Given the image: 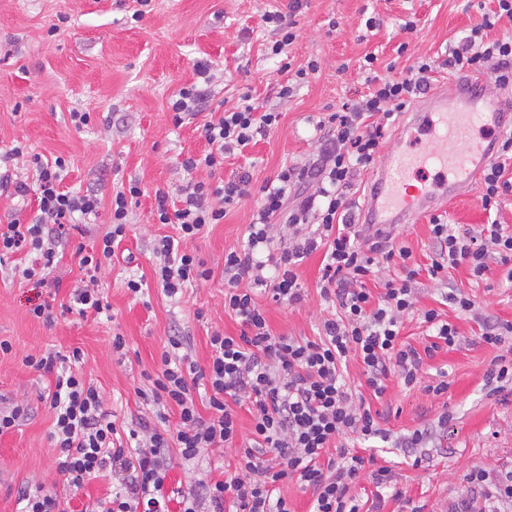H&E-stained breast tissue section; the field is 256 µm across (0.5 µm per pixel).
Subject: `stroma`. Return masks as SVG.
Returning a JSON list of instances; mask_svg holds the SVG:
<instances>
[{"label":"stroma","instance_id":"stroma-1","mask_svg":"<svg viewBox=\"0 0 512 512\" xmlns=\"http://www.w3.org/2000/svg\"><path fill=\"white\" fill-rule=\"evenodd\" d=\"M288 2L150 0L136 20L133 0H0V152L19 145L31 155L62 158L64 187L93 192L103 200L97 215L71 227L59 242L58 263L45 286L11 277V266L30 263L26 253L11 255L8 268L0 270V341L12 346L0 354V404L23 399L30 407L20 426L0 435V512H20V490L37 479L52 485L64 512H83L112 488L110 478L100 477L75 492L56 474L53 417L41 400L52 390L54 378L28 366L27 356L80 350L81 373L104 396L117 425L131 427L142 415L137 395L145 384L142 373L158 367L170 336H185L203 365L211 354L213 331L240 334L237 319L224 309V254L244 244L252 203L229 211L223 223L206 226L194 241L212 271L209 280L171 299L154 272L156 237L177 233L174 225L153 222L155 192L173 193L187 183L182 160L208 148L202 125L245 91L256 103L279 109L275 132L224 160L225 172L245 167L255 184H263L281 168L315 156L309 119L365 91V54L375 53L380 63L401 68L418 56L444 53L482 21L467 0H308L290 56L297 66L317 60L321 70L284 101L277 91L289 74L268 54L271 34L259 21L264 11L287 10ZM372 16L380 26L370 31L365 21ZM332 19L340 23L333 33L328 30ZM409 20L414 23L410 31L404 28ZM403 43L408 49L402 53L398 47ZM201 60L210 62L219 77L204 109L174 126L168 101L195 82L194 65ZM74 111L89 113L86 126L74 127ZM31 180V167L15 163L0 169V221L33 217L34 207L18 208L15 198L16 185ZM131 180L138 181L142 194L132 205L131 227L112 268L100 282L112 306L111 319L67 311L50 325L34 318L30 309L44 298L68 304L70 288L81 276L76 248L97 247L109 227L113 188ZM481 196V183H473L440 213L459 231H477L488 221ZM322 259L314 253L297 270L307 291L301 306L291 308L259 296L275 335L316 339L321 321L332 314L317 288ZM133 275L148 288L149 303L127 291L126 281ZM448 280L474 300L478 315L443 304L440 285L422 274L415 283L417 311L405 316L401 331L402 341L420 349L427 342L420 310H441L454 325L456 345L424 360V382L446 379L447 392L433 397L419 387L407 389L393 375L384 397L377 400L357 358H349L343 368L347 386L380 412L379 424L391 436L436 423L442 413H449L441 447L427 449L421 467H413L395 448L376 455L377 465L392 469L411 506L422 512H453L463 498L482 501L485 488L464 479L472 464L498 474L512 471V398L501 401L487 396L484 388L486 373L504 349L482 341L478 320L483 313L512 323V279L499 267L479 280L463 265L449 270ZM117 333L127 343L121 355L112 350Z\"/></svg>","mask_w":512,"mask_h":512}]
</instances>
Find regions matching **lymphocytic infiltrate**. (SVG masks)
Instances as JSON below:
<instances>
[{
    "label": "lymphocytic infiltrate",
    "mask_w": 512,
    "mask_h": 512,
    "mask_svg": "<svg viewBox=\"0 0 512 512\" xmlns=\"http://www.w3.org/2000/svg\"><path fill=\"white\" fill-rule=\"evenodd\" d=\"M303 0H290L287 11H267L263 27L274 38L271 56L287 58L298 37L297 16ZM483 12L479 25L470 29L444 55L418 57L400 77H379L372 69L376 58L366 55L371 75L368 90L358 99L319 117L314 124L317 154L303 166H288L276 180L254 185L249 171L212 180L223 168L225 155L243 151L257 138L269 135L280 122L274 109H260L250 94H241L222 115L203 124L201 134L209 149L187 156V172L206 170L207 178L189 181L180 190L178 206H170L163 192H156L151 212L158 224H174L177 235L161 236L154 251L159 260L157 282L167 297L209 280L211 271L192 247L205 226L223 223L231 209L255 199L256 210L241 249L224 255V308L241 322L240 335L216 331L210 336L211 356L199 366L180 337H172L160 367L149 374V386L139 395L145 414L138 426L119 437L116 421L104 399L76 368L80 350L48 351L27 356L36 370L54 374L55 389L48 409L54 417L50 438L58 450L56 472L69 487L81 489L99 477H111L112 490L84 512H291L279 486L297 478L312 495V512H361L352 494L361 474L372 484L390 490L393 499L405 498L389 467L367 469L363 455L346 448L344 439L359 442L389 441L388 431L373 416L365 400L354 399L341 368L348 357H357L366 383L375 398L386 392L390 375L403 386L422 385L424 355L439 346H453L458 332L436 309H425L421 319L432 342L424 350L402 343L403 318L416 310L412 285L419 273L446 286L444 299L470 312L474 301L448 284L450 269L468 266L482 278L493 266L512 264V232L500 222L484 225L475 234L457 232L441 216H431L432 243L429 262L419 265L410 249L394 244L381 231L364 233L353 217L349 194L362 172L374 167L383 146V130L396 114L431 87L436 74L489 72L496 87H512V35L488 39L487 30L501 20L512 22V0H478ZM197 80L181 88L170 100L174 125L197 111L206 100L214 77L207 62L195 65ZM32 184L16 188L20 202L35 199L31 221L13 218L0 225V259L20 251L36 254L35 263L15 269L20 280L45 283L44 273L53 267L57 242L78 219L97 214L101 200L94 194L64 189L63 159H34ZM485 211L498 210L512 195V134L497 148L493 163L481 177ZM131 183L113 192L110 230L96 250L76 249L83 271L73 286L72 308L79 316L109 315L111 306L100 287V276L111 266L116 249L129 230L130 204L141 195ZM290 228L288 242L272 252L273 220ZM317 222L319 229L306 234L302 225ZM54 225L46 233V225ZM322 253L319 288L322 298L339 313L324 319L317 339H298L272 334L265 311L257 301L264 289L273 302L297 306L305 299L297 268L313 253ZM396 266L400 277L386 282L381 295L367 286L380 270ZM203 393L209 417L198 412L194 395ZM249 402L252 431L241 436L232 403ZM178 408L177 424H170V408ZM235 450L236 471L230 478L212 482L197 479L186 488L169 487L175 463L195 464L203 451ZM468 483L492 484L483 506L471 500L458 502L456 512H498L497 502H512V472L490 476L473 467Z\"/></svg>",
    "instance_id": "f902f5d3"
}]
</instances>
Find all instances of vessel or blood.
I'll list each match as a JSON object with an SVG mask.
<instances>
[{"label":"vessel or blood","mask_w":512,"mask_h":512,"mask_svg":"<svg viewBox=\"0 0 512 512\" xmlns=\"http://www.w3.org/2000/svg\"><path fill=\"white\" fill-rule=\"evenodd\" d=\"M505 102L490 96L484 81L462 77L437 88L412 125H426L431 140L415 151L386 150L370 175L361 221L384 230L417 222L437 205L465 194L490 161L494 142H474V133L502 127Z\"/></svg>","instance_id":"vessel-or-blood-1"}]
</instances>
